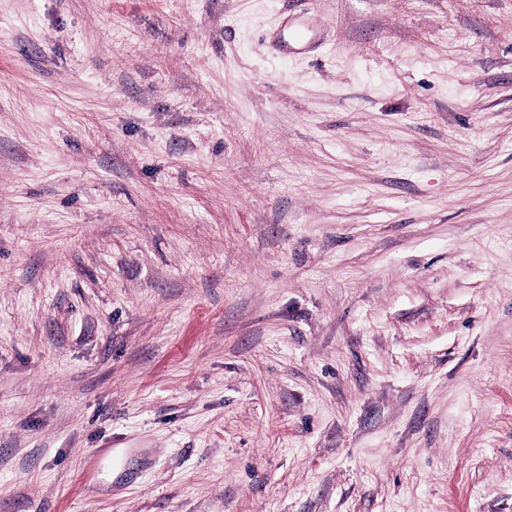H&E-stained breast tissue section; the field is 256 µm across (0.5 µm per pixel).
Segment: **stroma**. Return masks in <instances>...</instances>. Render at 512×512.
I'll use <instances>...</instances> for the list:
<instances>
[{"label":"stroma","instance_id":"1","mask_svg":"<svg viewBox=\"0 0 512 512\" xmlns=\"http://www.w3.org/2000/svg\"><path fill=\"white\" fill-rule=\"evenodd\" d=\"M0 512H512V0H0Z\"/></svg>","mask_w":512,"mask_h":512}]
</instances>
